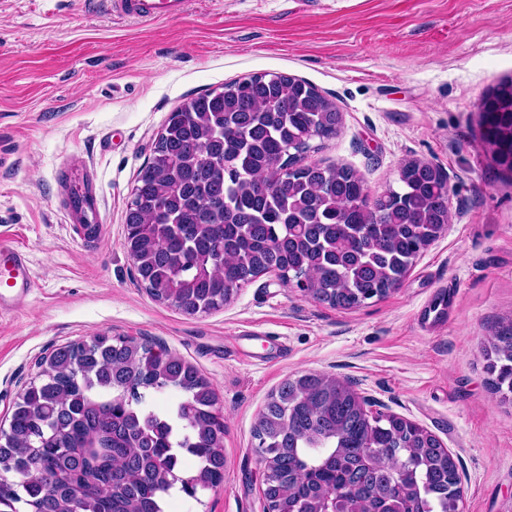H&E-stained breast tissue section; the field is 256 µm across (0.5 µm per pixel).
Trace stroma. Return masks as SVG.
I'll use <instances>...</instances> for the list:
<instances>
[{
    "mask_svg": "<svg viewBox=\"0 0 512 512\" xmlns=\"http://www.w3.org/2000/svg\"><path fill=\"white\" fill-rule=\"evenodd\" d=\"M264 73L309 82L342 114L306 163L349 167L375 194L411 159L447 175L448 226L385 297L345 310L270 272L188 315L140 285L126 212L170 112ZM511 79L512 0H191L154 23L0 0V241L23 249L34 282L0 315V427L54 349L126 336L194 365L224 415L222 482L174 494L170 512H267L254 425L306 373L354 380L432 432L460 459V512H512V399L486 369V329L512 314V172L478 108ZM86 186L82 225L69 196Z\"/></svg>",
    "mask_w": 512,
    "mask_h": 512,
    "instance_id": "1",
    "label": "stroma"
}]
</instances>
